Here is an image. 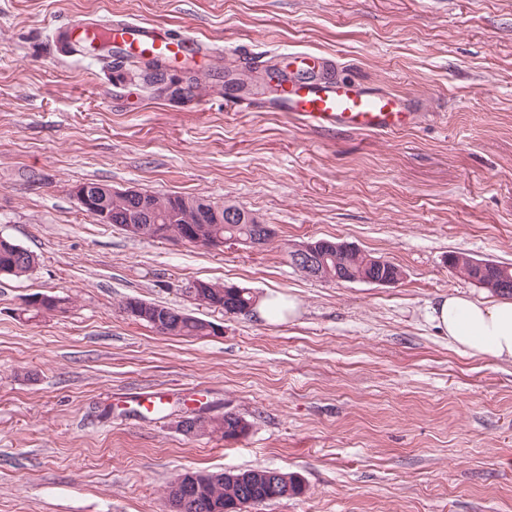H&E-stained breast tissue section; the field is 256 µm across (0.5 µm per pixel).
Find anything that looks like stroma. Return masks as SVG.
<instances>
[{"label":"stroma","mask_w":512,"mask_h":512,"mask_svg":"<svg viewBox=\"0 0 512 512\" xmlns=\"http://www.w3.org/2000/svg\"><path fill=\"white\" fill-rule=\"evenodd\" d=\"M121 14L222 55L146 82L66 52L68 16ZM320 51L345 75L428 99L416 127L324 133L228 112L238 58ZM99 182L234 204L267 245L129 235L82 210ZM0 235L33 252L0 275V512H168L180 473L273 468L306 492L253 512H512V363L463 354L427 318L438 296L495 299L449 253L512 265V0H0ZM326 238L399 266L382 286L309 278L292 244ZM197 280L295 296L283 323L194 303ZM66 313L27 320L35 295ZM130 298L222 325L159 334ZM157 394L165 410L146 412ZM243 417L189 437L183 416ZM191 428L189 427L184 433L192 436L220 434L224 439H233L239 435L240 437L246 435L248 423L235 413H224L221 416L208 417L206 421L200 423L195 431H192Z\"/></svg>","instance_id":"35a3bbf8"}]
</instances>
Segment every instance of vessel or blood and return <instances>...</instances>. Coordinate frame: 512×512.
<instances>
[{"instance_id": "b4317fda", "label": "vessel or blood", "mask_w": 512, "mask_h": 512, "mask_svg": "<svg viewBox=\"0 0 512 512\" xmlns=\"http://www.w3.org/2000/svg\"><path fill=\"white\" fill-rule=\"evenodd\" d=\"M70 36L85 45L109 41L116 64L132 58L171 63L219 52L217 46L197 36L139 18L114 19L104 25L75 19ZM280 58L282 63L278 66H269L264 59L255 63L273 88L271 96L231 97L227 106L237 112H282L289 121L321 131L363 134H390L412 128L429 111L425 98L339 75L338 64L323 55L285 49Z\"/></svg>"}]
</instances>
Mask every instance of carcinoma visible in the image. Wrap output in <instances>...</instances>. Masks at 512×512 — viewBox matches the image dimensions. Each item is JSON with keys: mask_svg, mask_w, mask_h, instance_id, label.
Returning a JSON list of instances; mask_svg holds the SVG:
<instances>
[{"mask_svg": "<svg viewBox=\"0 0 512 512\" xmlns=\"http://www.w3.org/2000/svg\"><path fill=\"white\" fill-rule=\"evenodd\" d=\"M151 203L155 208V216L160 218L157 225L147 224L142 236L147 238L164 237V234L180 231L184 224L193 222L198 234L204 239L224 238L246 240L255 232V225L249 223L250 213L243 210L239 216L243 220L233 224L224 223V213L238 206L217 207L208 200L199 197L185 198L181 196L159 197L150 194ZM130 219L126 199L117 196L112 198V223L122 225ZM372 260V256L359 250L355 252L331 251L326 259V276L334 278L336 275H351L360 271ZM211 296L217 297L222 304L224 313L240 314L251 304L252 296L245 288L213 285L209 289ZM172 336L206 337L210 335L209 322L196 317L181 318L178 312L171 315ZM248 423L235 413H225L221 416L209 417L192 431L185 430V434L200 436L205 434H219L224 439H233L245 436ZM274 473L284 484L289 486L290 495L301 496L305 494L306 487L301 479L294 475L271 468H257L237 470L232 475L221 473H201L186 471L179 474L183 478V485L189 487L196 499L206 504V512H247L255 505L272 501L269 486L265 483L262 474Z\"/></svg>", "mask_w": 512, "mask_h": 512, "instance_id": "1", "label": "carcinoma"}]
</instances>
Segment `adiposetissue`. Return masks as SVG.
Listing matches in <instances>:
<instances>
[{
  "instance_id": "adipose-tissue-1",
  "label": "adipose tissue",
  "mask_w": 512,
  "mask_h": 512,
  "mask_svg": "<svg viewBox=\"0 0 512 512\" xmlns=\"http://www.w3.org/2000/svg\"><path fill=\"white\" fill-rule=\"evenodd\" d=\"M427 317L463 352L512 362V297L489 303L454 292L430 306Z\"/></svg>"
}]
</instances>
